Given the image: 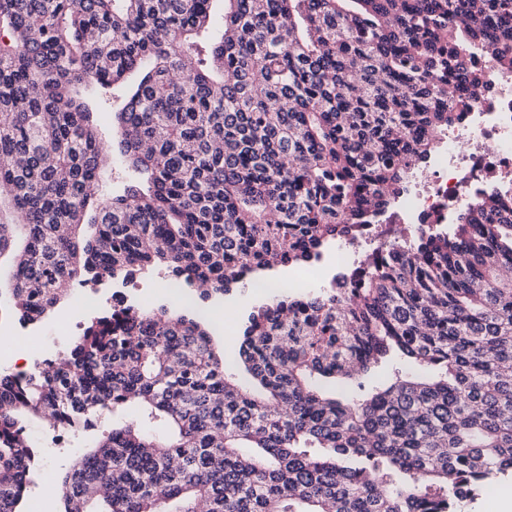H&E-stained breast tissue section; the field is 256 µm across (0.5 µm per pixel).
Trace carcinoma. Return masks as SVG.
I'll list each match as a JSON object with an SVG mask.
<instances>
[{
    "mask_svg": "<svg viewBox=\"0 0 512 512\" xmlns=\"http://www.w3.org/2000/svg\"><path fill=\"white\" fill-rule=\"evenodd\" d=\"M0 0V258L19 322L73 282L163 267L199 299L319 259L385 210L512 69V0ZM114 110L125 184L78 88ZM485 193L354 288L279 295L226 367L203 316L130 305L61 359L0 373V512L33 482L22 421L85 432L137 406L62 480L64 512H455L512 473V209ZM396 352L438 369L328 397Z\"/></svg>",
    "mask_w": 512,
    "mask_h": 512,
    "instance_id": "carcinoma-1",
    "label": "carcinoma"
}]
</instances>
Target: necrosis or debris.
<instances>
[{"mask_svg": "<svg viewBox=\"0 0 512 512\" xmlns=\"http://www.w3.org/2000/svg\"><path fill=\"white\" fill-rule=\"evenodd\" d=\"M471 63L482 72L486 91L456 124L439 132L442 151L413 174L410 189L386 211L351 228L326 259L299 269L291 287L332 293L355 284L390 244L407 246L454 223L487 190H500L502 203L512 208V70L490 49L474 54Z\"/></svg>", "mask_w": 512, "mask_h": 512, "instance_id": "necrosis-or-debris-1", "label": "necrosis or debris"}]
</instances>
